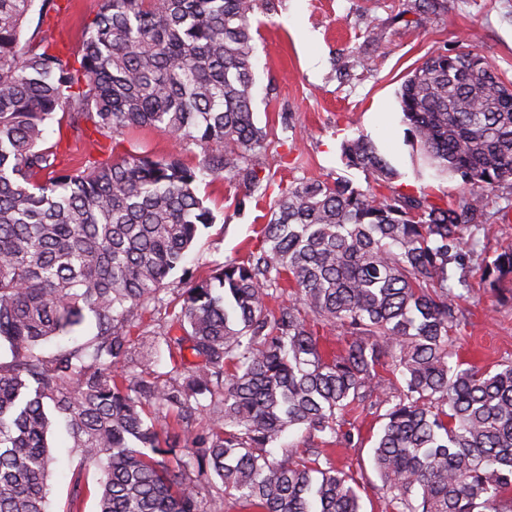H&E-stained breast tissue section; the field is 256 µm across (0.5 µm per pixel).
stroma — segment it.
I'll use <instances>...</instances> for the list:
<instances>
[{"label": "stroma", "mask_w": 512, "mask_h": 512, "mask_svg": "<svg viewBox=\"0 0 512 512\" xmlns=\"http://www.w3.org/2000/svg\"><path fill=\"white\" fill-rule=\"evenodd\" d=\"M272 2V9H258L253 16L258 29L253 118L266 129L270 142L261 159L265 180L251 195L235 181L199 183L198 193L215 222L202 230L189 252L188 266L197 278L256 248L271 206L289 184L343 176L367 187L368 175L346 167L341 158L343 141L362 134L399 170L394 191L457 200L458 179L428 167L414 168L398 101L400 87L431 53L471 46L512 81V0H439L436 13L427 18L416 8L418 0ZM98 5L99 0H60L47 26L59 49L78 52ZM130 150L154 156L173 153L189 166L202 159L200 147L178 148L157 128L134 129L113 142L101 140L90 154L105 158ZM475 239L464 280L453 285L464 297V326L452 349L463 360L488 367L512 360V282L494 291L480 281L485 264L512 243V223L489 220ZM349 422L351 442L338 446L337 463L364 485L365 512H384L382 482L371 460L382 416L367 407ZM53 456L50 512H64L72 473L78 469L84 476L82 512H95L98 467L79 466L61 438Z\"/></svg>", "instance_id": "stroma-1"}]
</instances>
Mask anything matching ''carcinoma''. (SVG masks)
Returning <instances> with one entry per match:
<instances>
[{
  "label": "carcinoma",
  "mask_w": 512,
  "mask_h": 512,
  "mask_svg": "<svg viewBox=\"0 0 512 512\" xmlns=\"http://www.w3.org/2000/svg\"><path fill=\"white\" fill-rule=\"evenodd\" d=\"M55 0H0V512H47L51 439L100 464L98 512H363L336 466L345 416L392 406L373 447L385 512H512V361L454 359L462 295L448 264L512 182V89L471 49L438 52L399 94L420 162L459 177L455 202L386 195L398 171L364 135L342 143L373 176L282 191L246 258L167 297L169 276L215 222L205 177L254 193L270 142L253 121L259 0H101L79 55L43 35ZM58 118L76 141L156 126L201 147L198 165L139 152L63 165L41 148ZM512 280V246L485 265ZM165 310L153 327L147 306ZM92 313L96 333L49 355ZM344 335L326 348L319 327ZM165 346L171 368L150 369ZM142 371L137 373L135 368ZM172 414L184 442L161 437ZM303 448H272L290 428ZM73 474L66 512H82Z\"/></svg>",
  "instance_id": "obj_1"
}]
</instances>
